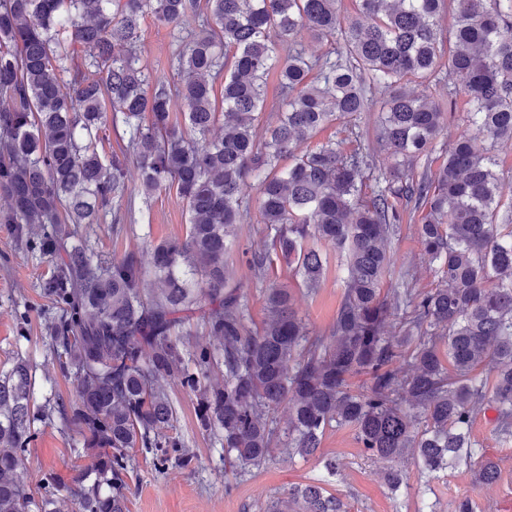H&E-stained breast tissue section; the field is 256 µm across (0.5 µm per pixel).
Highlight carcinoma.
<instances>
[{
  "mask_svg": "<svg viewBox=\"0 0 512 512\" xmlns=\"http://www.w3.org/2000/svg\"><path fill=\"white\" fill-rule=\"evenodd\" d=\"M339 3L0 0V223L53 264L43 288L62 314L51 331L59 367L76 381L74 394L54 393L40 410L27 361L0 371V512H56L53 495L35 501L23 459L35 422L54 412L90 456L67 487L78 512H128L133 448L190 463L166 380L195 398L199 427L241 477L279 444L305 458L328 429L350 426L364 456L388 463L393 492L406 477L390 463L407 456L421 494L461 465L476 467L480 485L497 482L471 427L491 407L497 432L512 436V166L499 158L512 150V0H355L350 18ZM149 14L176 43L175 82L138 54ZM189 16L195 33L183 26ZM304 31L336 39L335 56H306ZM273 71L285 109L259 145ZM417 81L448 85V108L408 88ZM387 89L376 144L392 165L366 199L370 153L307 141L332 121L352 125ZM460 94L468 134L435 167L433 143ZM219 122L222 134L210 137ZM112 127L126 138L119 154L99 150ZM131 161L144 202L174 188L189 216L185 237L151 247L149 269L137 249L94 259L80 233L127 195ZM252 187L268 239L248 260L266 284L269 318L256 332L248 293L228 285L224 263ZM403 205L423 210L417 237L435 288L414 287L391 265ZM325 246L344 257V292L328 333L313 336L267 274L281 259L313 293ZM193 319L219 348L177 339ZM267 512L347 510L311 482L288 487Z\"/></svg>",
  "mask_w": 512,
  "mask_h": 512,
  "instance_id": "carcinoma-1",
  "label": "carcinoma"
}]
</instances>
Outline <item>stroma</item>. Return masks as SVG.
<instances>
[{
	"label": "stroma",
	"mask_w": 512,
	"mask_h": 512,
	"mask_svg": "<svg viewBox=\"0 0 512 512\" xmlns=\"http://www.w3.org/2000/svg\"><path fill=\"white\" fill-rule=\"evenodd\" d=\"M142 61L154 73L172 77L170 59L174 50L170 29L153 16L141 21ZM420 213L404 215L392 238V254L399 268L413 275L417 287L432 288L436 282L417 241L415 226ZM188 215L175 190L156 194L148 213H134L127 232L112 231V219H104L90 231L92 246L105 258L121 257L127 250L151 241L181 237L186 233ZM265 230L256 204L237 229V237L225 256L234 281L243 284L249 295V325L261 328L267 318L265 295L253 282L248 260L254 250L263 248ZM50 268L18 240L15 227L0 224V370L17 359L26 360L35 372V400L44 403L56 392L68 397L74 392L73 377L65 375L55 359V343L50 324L59 312L45 297L41 285ZM343 271L336 253L328 255L324 282L314 295H307L288 266L275 262L272 281L288 288L299 316L312 333L326 332L336 317L344 291ZM169 392L176 407V431L193 454L189 465L175 460L160 461L154 452L137 448L129 461V512H264L272 498L282 496L289 486L321 478L327 491L339 497L348 512H417L418 470L412 458L401 462L408 474L407 486L391 492L381 476V463L363 456L352 427L343 426L326 432L321 451L340 457V477L328 476L318 458L288 460L281 452L260 469L252 471L233 486H226L229 463L224 450L197 424L193 396L173 384ZM493 412L477 415L472 436L487 457L496 461L500 476L495 485L482 488L475 484L466 467L448 471L436 480L429 499L437 512H454L457 500L468 497L477 505L476 512H512V438L504 439L494 431ZM36 435L25 450V467L34 495H41L49 479L71 482L86 460L78 436L66 429L59 418L36 423Z\"/></svg>",
	"instance_id": "stroma-1"
}]
</instances>
